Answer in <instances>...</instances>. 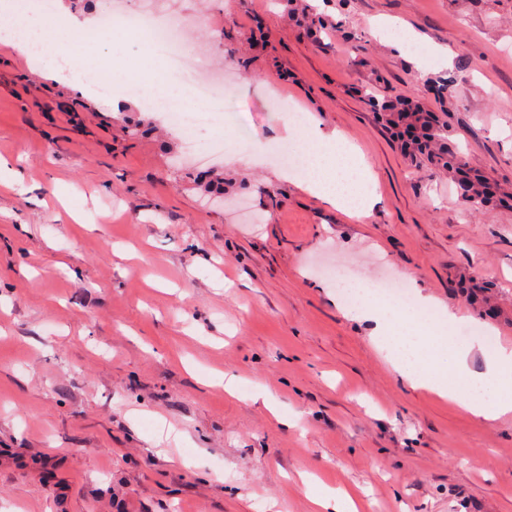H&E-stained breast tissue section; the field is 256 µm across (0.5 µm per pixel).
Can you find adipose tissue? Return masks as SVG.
Listing matches in <instances>:
<instances>
[{"instance_id":"ef3b65f1","label":"adipose tissue","mask_w":512,"mask_h":512,"mask_svg":"<svg viewBox=\"0 0 512 512\" xmlns=\"http://www.w3.org/2000/svg\"><path fill=\"white\" fill-rule=\"evenodd\" d=\"M47 72L54 78L78 82L89 93L112 78L111 69H89L82 55L65 46L55 49ZM308 133L312 152L303 180L305 190L339 210L354 214L372 210L378 201L375 194L360 193L350 184L334 183L323 176L327 170L352 171L374 181L361 151L340 130L323 131L319 120H311ZM361 316L370 323L371 336L386 351L392 368L412 388L452 398L461 382L467 384L469 393L463 407L474 417L494 421L512 413V349L500 344L484 347L485 370H472L468 348L448 344L447 332L457 322V314L431 295L415 291L409 306L367 299ZM301 484L316 512H357L351 492L329 487L309 474L302 475Z\"/></svg>"}]
</instances>
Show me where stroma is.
<instances>
[{
	"label": "stroma",
	"instance_id": "1",
	"mask_svg": "<svg viewBox=\"0 0 512 512\" xmlns=\"http://www.w3.org/2000/svg\"><path fill=\"white\" fill-rule=\"evenodd\" d=\"M161 5L233 83L237 124L182 132L149 105L180 88L88 95L0 34V157L26 177L0 186V512H311L302 472L360 487L359 512H512V415L411 389L353 294L409 275L512 347V0ZM105 6L54 0L37 36ZM432 45L452 67L419 65ZM82 50L118 78L142 62L125 38ZM276 101L361 148L370 212L281 177L276 154L310 146ZM390 101L435 115L493 206L402 149ZM209 169L222 203L198 187Z\"/></svg>",
	"mask_w": 512,
	"mask_h": 512
}]
</instances>
